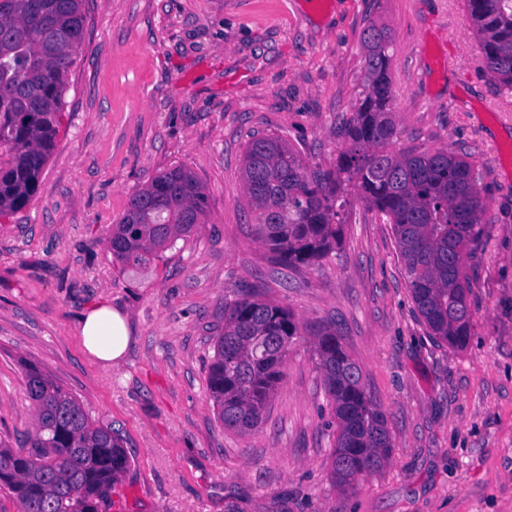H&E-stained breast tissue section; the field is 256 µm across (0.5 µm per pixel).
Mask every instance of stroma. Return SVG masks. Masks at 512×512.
<instances>
[{
	"label": "stroma",
	"mask_w": 512,
	"mask_h": 512,
	"mask_svg": "<svg viewBox=\"0 0 512 512\" xmlns=\"http://www.w3.org/2000/svg\"><path fill=\"white\" fill-rule=\"evenodd\" d=\"M63 117L31 202L0 217V443L26 447L23 362L52 375L128 467L102 512H512V92L487 73L465 0H85ZM392 57V152L469 161L484 212L467 261V348L429 336L394 227L348 192L342 235L311 265L277 262L242 180L254 135L333 168L365 85L363 32ZM192 171L207 211L141 270L108 240L132 195ZM258 290L301 334L265 418L226 430L207 386L224 304ZM105 301L131 324L119 365L84 350ZM332 326L387 418V463L342 489L314 342Z\"/></svg>",
	"instance_id": "stroma-1"
}]
</instances>
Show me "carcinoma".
Listing matches in <instances>:
<instances>
[{"label": "carcinoma", "instance_id": "obj_1", "mask_svg": "<svg viewBox=\"0 0 512 512\" xmlns=\"http://www.w3.org/2000/svg\"><path fill=\"white\" fill-rule=\"evenodd\" d=\"M466 6L487 71L512 89V0H466ZM84 21L83 0H0V216L22 210L39 188L56 147ZM363 45L366 85L334 169L310 176L284 140L249 142L242 178L257 211L256 234L281 263L311 265L340 237L337 203L354 189L393 224L429 335L463 350L472 310L459 257L481 223L478 181L471 163L456 154L388 150L396 131L387 35L371 25ZM206 209L207 195L190 170L156 176L112 225L113 261L149 265L189 236ZM298 335L287 309L256 294L224 307L208 387L225 429L246 434L259 426ZM316 349L336 416L332 471L339 486L351 489L385 464L393 444L361 368L335 332L325 331ZM25 388L36 406L34 433L27 449L0 445V488L14 495L20 512H100L127 466L120 440L112 429L93 425L79 400L32 363Z\"/></svg>", "mask_w": 512, "mask_h": 512}]
</instances>
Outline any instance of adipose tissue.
<instances>
[{
    "mask_svg": "<svg viewBox=\"0 0 512 512\" xmlns=\"http://www.w3.org/2000/svg\"><path fill=\"white\" fill-rule=\"evenodd\" d=\"M77 332L89 355L113 364L120 362L130 341L125 317L107 302L98 303L83 313Z\"/></svg>",
    "mask_w": 512,
    "mask_h": 512,
    "instance_id": "obj_1",
    "label": "adipose tissue"
}]
</instances>
